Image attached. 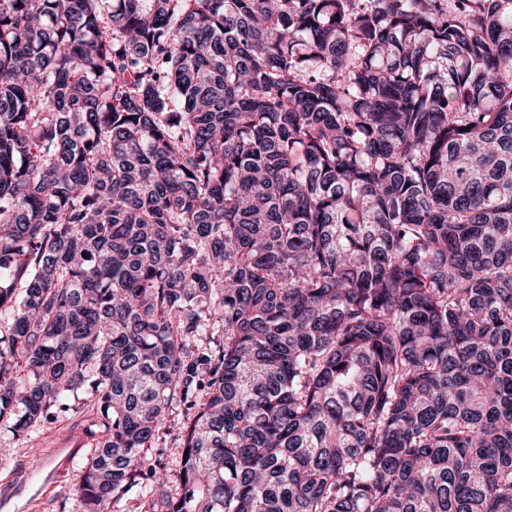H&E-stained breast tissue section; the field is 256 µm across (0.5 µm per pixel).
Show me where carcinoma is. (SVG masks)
<instances>
[{"instance_id": "carcinoma-1", "label": "carcinoma", "mask_w": 512, "mask_h": 512, "mask_svg": "<svg viewBox=\"0 0 512 512\" xmlns=\"http://www.w3.org/2000/svg\"><path fill=\"white\" fill-rule=\"evenodd\" d=\"M0 313L83 512H512V0H0ZM184 418L181 409H173L166 416L161 429L155 436L153 448L148 452L152 460H160L169 468H176L179 451L181 449V436Z\"/></svg>"}]
</instances>
